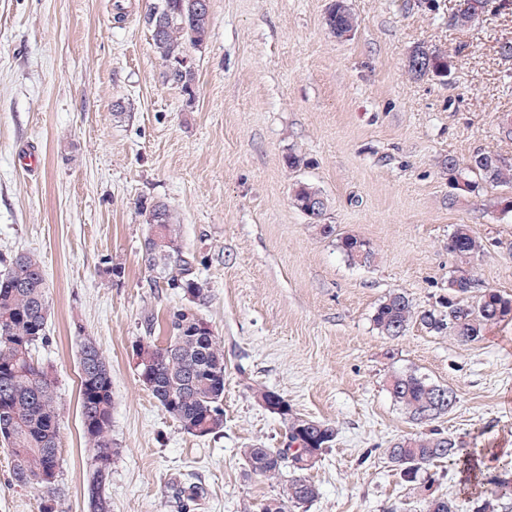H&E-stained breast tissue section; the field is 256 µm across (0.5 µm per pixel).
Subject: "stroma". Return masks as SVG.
I'll list each match as a JSON object with an SVG mask.
<instances>
[{
	"label": "stroma",
	"instance_id": "stroma-1",
	"mask_svg": "<svg viewBox=\"0 0 512 512\" xmlns=\"http://www.w3.org/2000/svg\"><path fill=\"white\" fill-rule=\"evenodd\" d=\"M148 2L0 0V253H35L49 286L48 340L33 356L57 385L53 512H89L85 336L112 373V512H181L187 488L201 494L197 512H243L274 496L240 453L288 445L287 419L259 402V388L336 429L309 472L320 496L307 512H426L430 496L464 499L451 462L428 467L426 490L388 462L389 441L422 430L386 389L400 371L455 391L433 426L493 449L482 487L491 496L512 460V321L461 344L418 324L391 338L372 315L392 292L420 308L447 297L459 224L483 244L474 278L512 294L506 187L459 195L442 167L479 151L512 158L501 125L512 115V7L460 30L456 0H345L358 27L341 39L326 25L331 0H210L187 94L162 79ZM420 47L448 57V79L409 72ZM27 150L40 153L39 170L18 164ZM291 153L304 165L288 169ZM300 181L322 193L334 235L296 207ZM158 200L179 218L210 290L197 312L224 348V428L204 438L162 410L132 360L133 344L164 341L170 311L188 304L141 261L145 208ZM346 234L368 240L374 262H349L337 247ZM109 260L120 274H104ZM39 503L37 490L13 483L0 446V512Z\"/></svg>",
	"mask_w": 512,
	"mask_h": 512
}]
</instances>
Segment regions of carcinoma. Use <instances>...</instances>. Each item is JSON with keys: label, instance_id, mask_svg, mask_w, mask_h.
<instances>
[{"label": "carcinoma", "instance_id": "1", "mask_svg": "<svg viewBox=\"0 0 512 512\" xmlns=\"http://www.w3.org/2000/svg\"><path fill=\"white\" fill-rule=\"evenodd\" d=\"M479 17L470 8H457L453 25L471 27ZM155 52L165 64L164 82L190 92L195 67L190 49L201 47L210 29L209 0H151L146 13ZM326 24L331 32L350 31L356 18L347 9L333 4ZM451 184L464 183L461 192L478 190L480 183L512 187V158L492 152H477L467 161L454 156L443 161ZM318 194L307 183L296 184L294 202L309 217L320 223V231L329 235L330 224L321 223L326 202L315 203ZM147 232L143 264L159 275L170 288H177L194 304L204 305L209 298L206 284L194 276L192 262L185 251L182 225L164 202L153 203L146 211ZM339 248L347 260L367 263L374 255L370 242L355 236L340 239ZM482 243L465 224L456 225L448 238V251L460 261L448 278V298L440 308L420 309L403 292L385 296L376 306L372 322L384 336L398 338L411 324L418 323L430 332L446 333L471 343L481 340L486 330L512 319V296L495 289H478V283L466 267ZM51 302L44 270L38 256L17 252L0 257V443L10 451L11 475L22 487L35 488L50 498L59 477V409L56 381L49 367L33 357V349L46 341ZM197 315L186 308L172 311L167 322L166 344L151 339L133 345L132 358L139 379L162 410L185 433L206 437L224 429V349L212 330L198 323L186 324ZM80 410L83 432L94 451V469L87 484L90 512H111L106 493V478L112 458V375L110 366L91 337L81 341L79 349ZM387 391L409 418L417 424H429L448 413V402H457L454 392L416 372L395 374L387 381ZM288 416V434L300 436L305 447H332L336 429L308 417ZM248 471L279 487L276 496L252 504L244 512H279L278 504L288 512L303 509L320 496L319 487L307 476V469L285 457L281 448L252 444L241 449ZM390 464L403 480L418 482L425 469L455 458L467 471H479L474 454L450 435L429 431L393 442L385 449ZM512 500V479L498 480L494 498L480 496L466 503L469 512H497L502 501ZM428 512H459L460 504L450 498H432Z\"/></svg>", "mask_w": 512, "mask_h": 512}]
</instances>
